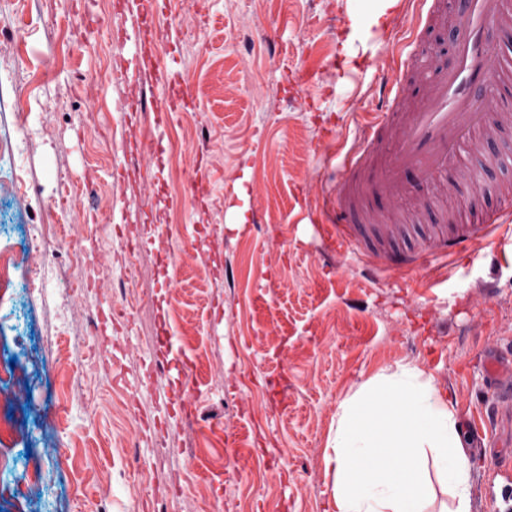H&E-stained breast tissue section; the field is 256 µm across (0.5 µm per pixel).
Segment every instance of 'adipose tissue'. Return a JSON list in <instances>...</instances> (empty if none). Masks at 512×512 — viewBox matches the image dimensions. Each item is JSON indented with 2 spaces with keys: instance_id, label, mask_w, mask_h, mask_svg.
Segmentation results:
<instances>
[{
  "instance_id": "1",
  "label": "adipose tissue",
  "mask_w": 512,
  "mask_h": 512,
  "mask_svg": "<svg viewBox=\"0 0 512 512\" xmlns=\"http://www.w3.org/2000/svg\"><path fill=\"white\" fill-rule=\"evenodd\" d=\"M455 408L413 363L340 402L325 452L336 512H472V462Z\"/></svg>"
}]
</instances>
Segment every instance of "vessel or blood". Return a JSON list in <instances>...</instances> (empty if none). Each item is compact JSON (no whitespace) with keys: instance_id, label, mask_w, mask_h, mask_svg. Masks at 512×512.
<instances>
[{"instance_id":"obj_1","label":"vessel or blood","mask_w":512,"mask_h":512,"mask_svg":"<svg viewBox=\"0 0 512 512\" xmlns=\"http://www.w3.org/2000/svg\"><path fill=\"white\" fill-rule=\"evenodd\" d=\"M443 3L430 0L426 14L413 16L406 30L416 45L427 32L452 24L455 37L449 56L433 53L422 62L409 56L399 76L373 86L379 109L363 125L368 153L350 159L348 174L336 188L337 253L358 252L381 265L412 270L421 255L451 254L460 246L491 242L512 222L508 210L497 216L477 212L468 195L473 176L450 181L443 177L458 150L487 155L502 129L512 126L511 103L482 97L483 90L497 82L488 33L512 28V0H458L450 19ZM141 33L139 16L128 13L116 43L125 53L135 54ZM417 184L434 187L442 208L468 216L466 232L453 224H437L413 247H395L401 225L378 223L367 200L384 198L394 214L417 211L425 205L414 195ZM486 372L511 408L512 368L495 359L487 362Z\"/></svg>"}]
</instances>
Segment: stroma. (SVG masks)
<instances>
[{"mask_svg":"<svg viewBox=\"0 0 512 512\" xmlns=\"http://www.w3.org/2000/svg\"><path fill=\"white\" fill-rule=\"evenodd\" d=\"M365 2L26 0L23 29L0 9V32L20 31L0 44V141L13 145L0 157V253L15 261L0 291V512H147L136 456L149 489L182 480L157 512H230L243 497L248 512H334L324 455L336 409L399 362L433 373L458 411L472 512H512V424L493 415L484 372L487 356L512 351V240L418 275L326 249L334 216L318 200L337 161L322 134L353 139L354 114L376 105L373 74L400 53L388 39L398 8L378 27ZM131 8L143 62L161 74L145 88L113 75L128 66L114 22ZM69 49V65L34 81ZM141 92L144 111L118 109ZM166 99L177 109L161 124ZM133 124L152 144L143 161L126 140ZM493 150L494 165L461 158L490 213L512 185L511 130ZM175 166L205 196L185 200ZM234 205L244 223L231 224ZM102 210L109 223L83 240ZM60 211L67 231L39 265L36 227ZM199 351L209 362L191 369ZM153 369L128 417L122 400ZM220 420L224 441L209 434ZM158 423L164 442L124 447Z\"/></svg>","mask_w":512,"mask_h":512,"instance_id":"obj_1","label":"stroma"}]
</instances>
